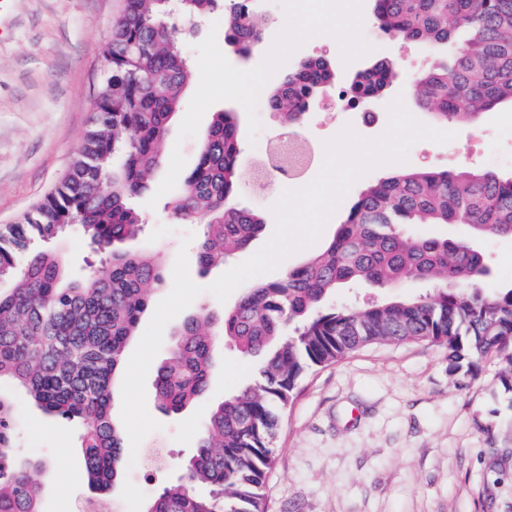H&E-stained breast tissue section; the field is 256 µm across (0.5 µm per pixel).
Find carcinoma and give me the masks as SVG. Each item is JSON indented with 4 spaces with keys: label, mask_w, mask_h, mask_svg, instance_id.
I'll return each mask as SVG.
<instances>
[{
    "label": "carcinoma",
    "mask_w": 512,
    "mask_h": 512,
    "mask_svg": "<svg viewBox=\"0 0 512 512\" xmlns=\"http://www.w3.org/2000/svg\"><path fill=\"white\" fill-rule=\"evenodd\" d=\"M218 0H124L103 47L105 75L84 144L68 173L16 223L0 228V382L22 386L47 416L74 423L89 487L113 488L128 448L111 409L127 345L152 290L164 285L159 258L130 250L143 219L131 200L148 191L169 124L193 77L172 12L191 22ZM385 34L446 48L453 66L423 73L411 96L446 126L474 124L512 104V0H374ZM225 41L247 57L261 40L248 0L224 2ZM397 76L379 59L347 86L352 102L384 94ZM333 66L307 59L270 92L274 111L297 128L312 92L334 84ZM242 175L236 113L214 114L176 215L205 224L200 270L224 265L265 228L234 203ZM79 225L103 257L83 280L68 281L58 257L30 250ZM406 224H464L483 238L512 236V177L462 166L455 172L396 167L350 206L332 239L274 281H259L220 315L186 318L159 365L158 410L178 415L209 387L218 350L230 342L260 360L254 383L210 405L183 475L153 494L147 512H265L266 478L275 463L278 411L315 367L369 344L428 342L448 357V375L475 380L479 361L495 353L502 389L512 393V287L486 290L484 254L473 241L409 237ZM436 285L428 298L362 306L328 305L346 283L405 288ZM12 402L0 396V512H40L39 490L15 459Z\"/></svg>",
    "instance_id": "carcinoma-1"
}]
</instances>
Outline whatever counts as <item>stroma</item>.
<instances>
[{
  "mask_svg": "<svg viewBox=\"0 0 512 512\" xmlns=\"http://www.w3.org/2000/svg\"><path fill=\"white\" fill-rule=\"evenodd\" d=\"M122 0H11L0 14V226L31 210L66 174L91 124L92 107L105 61L112 19ZM308 13L288 0L256 11L262 39L249 57L224 40V13L216 11L188 32L183 46L196 72L183 91L168 130V147L149 191L134 204L145 227L136 248L160 251L172 269L186 233L201 236L203 224L172 210L184 177L194 167L201 140L215 113L235 111L240 126V161L254 149V114L244 87L259 77L274 88L285 73L325 45L336 68L337 88L346 76L379 58L391 59L399 79L388 98L404 95L420 123L434 120L407 95L426 69L447 68V54L372 32L352 38L347 20L338 28L307 25ZM282 183L255 188L240 182L236 201L262 214L261 249L273 236L272 206ZM491 270L490 286L512 285V237L479 240ZM71 278L87 276L94 254L78 229L51 242ZM417 282L404 289L348 284L331 302L356 305L397 296L432 294ZM496 356L480 361V377L449 376L445 353L427 343H378L311 370L282 414L274 446L277 462L268 477L267 512H512V393L498 385ZM254 360L233 345L222 347L201 404L177 416L163 415L147 396L150 415L162 428L145 445L168 451L165 467L122 468L108 495L115 512H146L152 494L177 480L195 452L208 404L251 384ZM14 404L18 456L42 461L31 476L41 488V512H75L80 499H94L80 463L78 430L27 402L23 390L0 384Z\"/></svg>",
  "mask_w": 512,
  "mask_h": 512,
  "instance_id": "obj_1",
  "label": "stroma"
}]
</instances>
